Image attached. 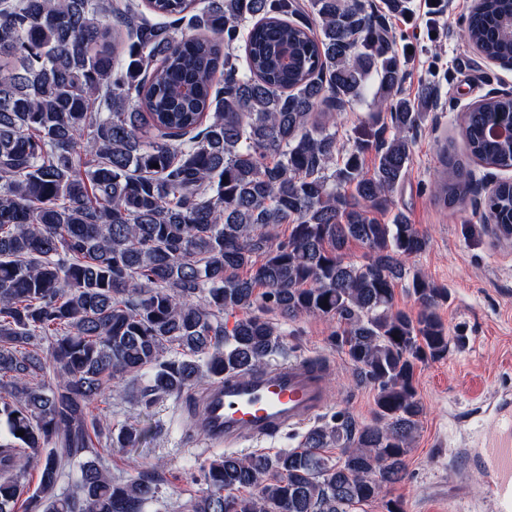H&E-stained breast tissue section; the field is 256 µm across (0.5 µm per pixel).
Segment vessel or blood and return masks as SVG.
<instances>
[{
	"mask_svg": "<svg viewBox=\"0 0 512 512\" xmlns=\"http://www.w3.org/2000/svg\"><path fill=\"white\" fill-rule=\"evenodd\" d=\"M327 374L299 359L232 378H219L202 401L195 429L199 438L232 443L261 440L305 426L330 403ZM484 453L493 474L495 512H512V416L496 422Z\"/></svg>",
	"mask_w": 512,
	"mask_h": 512,
	"instance_id": "b4317fda",
	"label": "vessel or blood"
}]
</instances>
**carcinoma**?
I'll return each instance as SVG.
<instances>
[{"label":"carcinoma","instance_id":"obj_1","mask_svg":"<svg viewBox=\"0 0 512 512\" xmlns=\"http://www.w3.org/2000/svg\"><path fill=\"white\" fill-rule=\"evenodd\" d=\"M145 3L161 21L134 0H0V512H145L151 473L116 481L92 456L102 438L138 448L147 431L114 433L89 408L114 384L150 408L218 370L262 369L282 348L270 313L336 321L374 419L341 410L298 448L195 459L186 512H356L405 479L417 369L448 354V290L406 265L427 238L400 213L373 216L407 175L421 121L387 26L362 0ZM511 17L512 0H475L466 37L512 57ZM371 79L376 111L342 154L333 110L364 100ZM462 123L473 157L512 169V140L489 134L512 125V96ZM469 190L460 170L435 183L445 200ZM484 207L512 232V181ZM351 241L363 260H345ZM399 284L417 315L395 305ZM70 466L75 488L58 494Z\"/></svg>","mask_w":512,"mask_h":512}]
</instances>
